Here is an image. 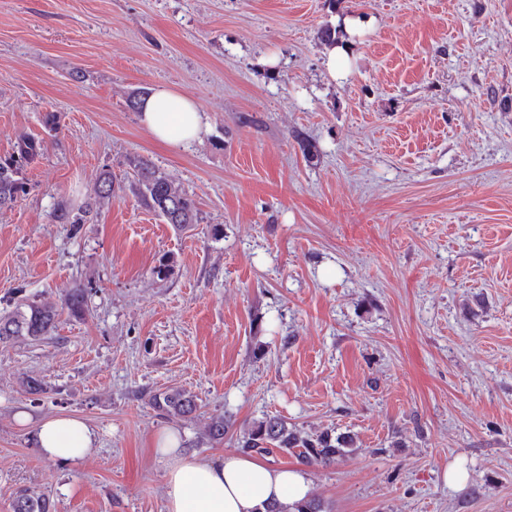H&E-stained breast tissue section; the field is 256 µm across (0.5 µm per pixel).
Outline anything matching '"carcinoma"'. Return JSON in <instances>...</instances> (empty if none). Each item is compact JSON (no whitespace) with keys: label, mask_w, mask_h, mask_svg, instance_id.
<instances>
[{"label":"carcinoma","mask_w":512,"mask_h":512,"mask_svg":"<svg viewBox=\"0 0 512 512\" xmlns=\"http://www.w3.org/2000/svg\"><path fill=\"white\" fill-rule=\"evenodd\" d=\"M43 151V142L28 135L19 138L15 150L7 158H0V209L12 206L19 197L27 194L28 184L21 177L22 171ZM134 190L139 201L148 209L162 216L166 223L178 231L190 228L198 221L195 202L155 165L143 158L133 162ZM113 180L105 176L96 196L78 210L60 204L53 213L58 224H73L81 229L91 224L97 215L101 200L114 196ZM75 320H82L87 313V292L84 288L72 289L55 305L20 300L12 308L0 312V345L19 340L40 341L53 335L62 314ZM148 403L160 414L177 419H192L201 410L197 397L185 389L171 388L149 396ZM231 427L230 420L223 414L208 417L204 435L213 443L224 441V435ZM237 445L244 452L272 454L276 451L297 455L307 464H331L342 456L346 449L353 447L351 435L332 436L325 431L311 436L288 424L278 417H269L258 422L237 439ZM13 512H52L53 505L44 494L21 489L14 495ZM265 512H327L323 503L311 498L283 510L266 507Z\"/></svg>","instance_id":"1"}]
</instances>
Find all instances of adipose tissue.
Here are the masks:
<instances>
[{
	"instance_id": "adipose-tissue-1",
	"label": "adipose tissue",
	"mask_w": 512,
	"mask_h": 512,
	"mask_svg": "<svg viewBox=\"0 0 512 512\" xmlns=\"http://www.w3.org/2000/svg\"><path fill=\"white\" fill-rule=\"evenodd\" d=\"M139 121L161 144L177 149L203 140L208 117L189 96L165 86L144 101ZM95 436L78 417L43 420L37 430L40 455L48 460L89 456ZM157 453L169 458L165 489L167 512H263L266 504L283 506L304 500L310 483L304 469L273 464L238 453L213 461L180 449L176 431L161 433Z\"/></svg>"
}]
</instances>
